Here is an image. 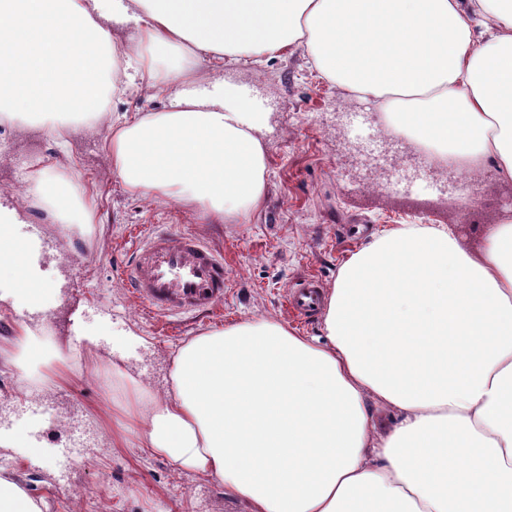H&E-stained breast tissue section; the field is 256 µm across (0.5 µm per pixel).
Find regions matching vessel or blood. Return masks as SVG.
<instances>
[{
	"instance_id": "1",
	"label": "vessel or blood",
	"mask_w": 512,
	"mask_h": 512,
	"mask_svg": "<svg viewBox=\"0 0 512 512\" xmlns=\"http://www.w3.org/2000/svg\"><path fill=\"white\" fill-rule=\"evenodd\" d=\"M134 261L127 276L135 299L161 316L207 313L224 299V256L191 233L178 236L149 230L132 245ZM293 312L320 309L321 286L308 277L288 294Z\"/></svg>"
}]
</instances>
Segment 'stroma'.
Here are the masks:
<instances>
[{
  "label": "stroma",
  "mask_w": 512,
  "mask_h": 512,
  "mask_svg": "<svg viewBox=\"0 0 512 512\" xmlns=\"http://www.w3.org/2000/svg\"><path fill=\"white\" fill-rule=\"evenodd\" d=\"M223 76L251 88L270 110L262 132L268 147L266 197L244 224L220 223L171 200L149 203L127 193L107 168L103 134L79 122L70 125L69 153L60 164L80 171L75 189L93 210L92 231L47 230L33 265L41 286L62 296L42 344L77 351L71 359L75 378L59 391V401L93 421L99 440L55 427L35 440L39 422L26 415L0 424V450L24 440V447L12 451L14 473L33 497L44 498L45 512H70L72 488L84 492V512H96L105 500L111 501L112 512H250L247 503L226 494L221 482L145 448L113 447L107 415L123 402L124 393L118 385L97 382L94 371L119 365L136 380L150 379L162 394L171 353L202 331L270 317L300 335H320L321 315L302 320L288 309L289 288L314 276L324 289H332L352 254L373 236L411 221L403 208L362 197L370 168L379 167L378 179L389 195L434 202L446 196V184L416 175L411 158L396 159L394 150L372 143L367 126L352 120L353 113L372 112V105L345 100L302 51L228 65ZM34 129L31 122L21 128L0 125V145L9 150L0 154V181L20 178L22 170L13 161L28 152ZM152 225L169 227L176 235L194 232L223 253L228 277L215 315L173 316L161 324L128 292L129 241ZM128 331L144 336L146 345L123 355L113 352V335ZM90 335L97 337L96 346H88ZM67 449L78 451L87 464L69 475L64 488L56 459Z\"/></svg>",
  "instance_id": "stroma-1"
}]
</instances>
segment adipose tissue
Returning <instances> with one entry per match:
<instances>
[{"instance_id": "adipose-tissue-1", "label": "adipose tissue", "mask_w": 512, "mask_h": 512, "mask_svg": "<svg viewBox=\"0 0 512 512\" xmlns=\"http://www.w3.org/2000/svg\"><path fill=\"white\" fill-rule=\"evenodd\" d=\"M484 36H477L478 27ZM121 78L103 88L115 36ZM304 50L326 80L388 108L449 162L492 159L512 182V0H0V112L100 114L145 88L161 110L111 114L106 148L129 194L241 224L267 189V122L223 63ZM58 223L87 224L48 176ZM0 201V302L43 308ZM172 390L133 385L112 445L216 479L251 512H512V217L463 248L450 225L399 224L341 268L322 334L270 319L209 329L171 357ZM397 414L387 429L373 407Z\"/></svg>"}]
</instances>
